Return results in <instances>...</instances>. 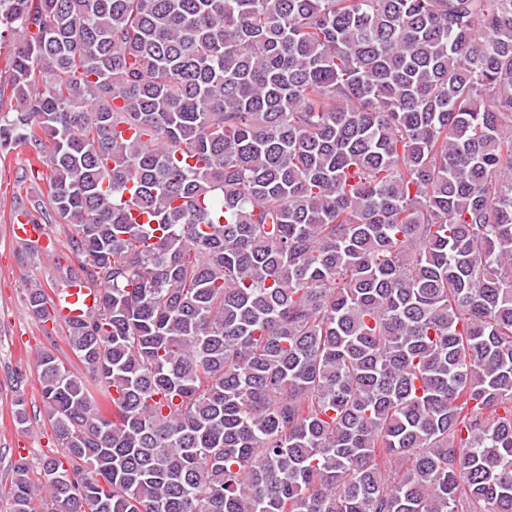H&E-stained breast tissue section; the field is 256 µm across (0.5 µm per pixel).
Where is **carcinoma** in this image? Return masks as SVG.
I'll return each instance as SVG.
<instances>
[{"instance_id":"1","label":"carcinoma","mask_w":512,"mask_h":512,"mask_svg":"<svg viewBox=\"0 0 512 512\" xmlns=\"http://www.w3.org/2000/svg\"><path fill=\"white\" fill-rule=\"evenodd\" d=\"M6 36L0 153L99 294L5 512H512V0H0Z\"/></svg>"}]
</instances>
